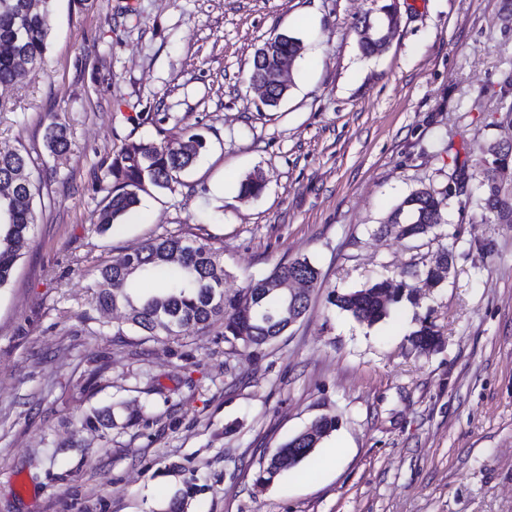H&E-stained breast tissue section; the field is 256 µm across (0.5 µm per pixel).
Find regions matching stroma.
Segmentation results:
<instances>
[{
    "instance_id": "1",
    "label": "stroma",
    "mask_w": 512,
    "mask_h": 512,
    "mask_svg": "<svg viewBox=\"0 0 512 512\" xmlns=\"http://www.w3.org/2000/svg\"><path fill=\"white\" fill-rule=\"evenodd\" d=\"M372 0H52L43 62L0 85V149L41 160L32 242L0 288V512H512V224L453 195L446 235L379 232L414 190H444L512 138L502 0H397L398 32L364 56ZM286 32L306 50L278 109L249 89L253 56ZM68 155L50 158L48 114ZM208 148L176 191L107 232L113 155L186 129ZM261 171L265 189L238 197ZM219 250L227 293L306 257L321 272L298 323L256 356L218 328L158 341L92 305L97 270L166 233ZM451 247L447 279L372 326L327 302ZM431 314V352L409 334ZM110 408L115 424L81 426ZM320 416L336 464L257 484Z\"/></svg>"
}]
</instances>
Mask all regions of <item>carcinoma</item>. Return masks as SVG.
Here are the masks:
<instances>
[{"instance_id": "carcinoma-1", "label": "carcinoma", "mask_w": 512, "mask_h": 512, "mask_svg": "<svg viewBox=\"0 0 512 512\" xmlns=\"http://www.w3.org/2000/svg\"><path fill=\"white\" fill-rule=\"evenodd\" d=\"M25 0H0V84H13L26 77L39 65L47 51L50 25L49 4L42 0L38 12L22 18ZM396 19L393 4L377 8V15L365 14L355 24L360 32L366 22L375 27L374 41L358 40L363 54L385 52L378 43ZM281 55L299 59L303 42L280 33L273 37ZM46 148L50 156L62 157L69 150L66 127L54 120L46 128ZM206 150V141L198 133L186 132L172 147L159 150L144 142L125 144L112 159L107 177L109 183L99 202L98 229L108 231L132 212L140 203V194L151 188L174 191L181 185L182 175ZM478 173L477 205L497 224H512V179L499 178L498 171L512 170V147H488L475 163ZM38 169L35 159L26 150L0 151V288L10 280L17 262L31 242V230L37 223L34 200L41 195V183L32 175ZM459 174L449 177L448 188L436 191L417 189L405 196L388 214L380 232L396 233L400 238L419 239L437 234L448 223V199L463 191ZM263 177L253 171L241 182L239 198L248 200L262 192ZM452 264L448 248L437 252L432 260L418 267L402 270L394 278L374 280L363 287L346 292H332L329 303L369 326L387 318L401 304H417L409 290V280L418 277L441 285L436 275L439 261ZM158 272L169 275L168 286L158 292L145 293L142 285ZM227 272L220 254L207 242L181 234L168 233L149 241L139 251L124 254L98 269L95 306L112 310L117 305L126 313V324L144 336L175 340L217 323L224 326V342L231 353L258 354L268 344L288 330V319L302 317L309 306V295L291 299L283 291H274L268 284L302 278L310 289L320 286L321 273L306 257L280 263L265 277L248 283L240 292L224 294ZM439 335L430 315L419 321L418 328L408 337L411 347L419 352L426 349ZM83 424L94 429H109L114 424L112 412L95 410ZM338 418L322 417L291 439L281 450L294 455V464L309 457L321 440L336 430Z\"/></svg>"}]
</instances>
